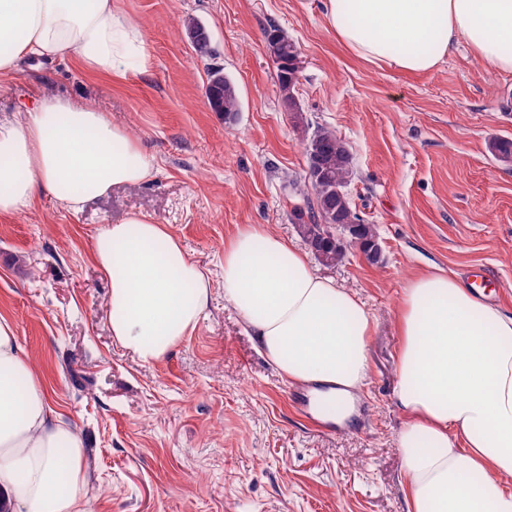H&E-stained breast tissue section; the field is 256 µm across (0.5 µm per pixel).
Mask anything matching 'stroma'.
<instances>
[{"label":"stroma","instance_id":"35a3bbf8","mask_svg":"<svg viewBox=\"0 0 512 512\" xmlns=\"http://www.w3.org/2000/svg\"><path fill=\"white\" fill-rule=\"evenodd\" d=\"M117 5L145 32L148 73L108 90L67 63L31 59L0 99L4 119L38 86L88 101L157 161L150 182L112 188L81 212L44 199L0 217V319L82 435L87 512H407L394 400L402 288L435 267L512 313V166L488 149L512 138V74L463 43L428 73L366 62L337 41L323 0ZM189 18L206 26L210 56L195 54ZM272 25L300 48L304 117L349 146L352 204L381 245L376 264L356 249L312 264L374 316L365 424L332 433L295 412L291 385L224 298V242L238 227L301 238L292 218L306 205V157L266 42ZM217 69L239 89L231 124L205 95ZM136 213L165 225L211 280L206 319L151 365L114 343L91 257L100 225Z\"/></svg>","mask_w":512,"mask_h":512}]
</instances>
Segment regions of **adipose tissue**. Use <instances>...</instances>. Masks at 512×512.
I'll use <instances>...</instances> for the list:
<instances>
[{
    "mask_svg": "<svg viewBox=\"0 0 512 512\" xmlns=\"http://www.w3.org/2000/svg\"><path fill=\"white\" fill-rule=\"evenodd\" d=\"M327 24L356 57L410 74L457 43L512 73V0H324ZM71 60L122 83L150 60L114 0H0V79L27 59ZM153 155L95 105L39 90L0 119V216L41 197L77 213L118 185L149 182ZM93 259L106 280L117 345L151 364L192 335L209 282L165 225L144 215L102 225ZM224 298L291 384L355 400L369 373L373 317L316 274L296 243L247 224L224 243ZM396 329L398 438L407 512H512V314L454 275L426 270L403 288ZM78 431L52 408L13 327L0 321V512H86Z\"/></svg>",
    "mask_w": 512,
    "mask_h": 512,
    "instance_id": "ef3b65f1",
    "label": "adipose tissue"
}]
</instances>
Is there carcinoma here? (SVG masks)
I'll use <instances>...</instances> for the list:
<instances>
[{"instance_id": "obj_1", "label": "carcinoma", "mask_w": 512, "mask_h": 512, "mask_svg": "<svg viewBox=\"0 0 512 512\" xmlns=\"http://www.w3.org/2000/svg\"><path fill=\"white\" fill-rule=\"evenodd\" d=\"M268 45L276 47L275 62L280 91L288 110L293 112V128L301 133L306 158L315 159L321 172L320 179H307L314 200L307 202V210L294 209V217L305 243L315 257L325 265L341 262L347 247H356L372 262H378L381 251L373 225L353 208L348 185L353 175L352 156L347 143L335 131L318 127H305L302 109L297 103L294 91L299 79L291 67L294 57L299 54L297 44L280 28L272 26L265 33ZM213 111L224 115V121L232 123L241 112V105L235 82L222 79L219 99L207 96ZM489 148L495 159L502 164H512V139L496 137Z\"/></svg>"}]
</instances>
